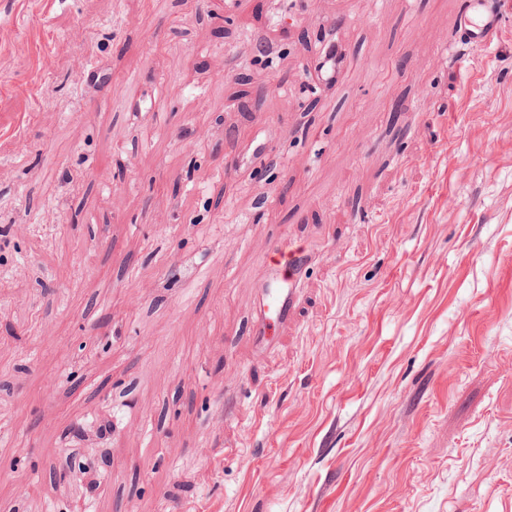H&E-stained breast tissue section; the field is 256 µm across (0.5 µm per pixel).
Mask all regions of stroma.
<instances>
[{
	"instance_id": "obj_1",
	"label": "stroma",
	"mask_w": 512,
	"mask_h": 512,
	"mask_svg": "<svg viewBox=\"0 0 512 512\" xmlns=\"http://www.w3.org/2000/svg\"><path fill=\"white\" fill-rule=\"evenodd\" d=\"M463 2L0 0V512H512V26L455 67ZM283 260L288 261L291 277L257 290L256 316L253 324L254 340L257 345L269 342L267 329L270 320L279 325H289L295 321L299 288H296L293 277L301 268L304 255L293 247L287 234L273 240L264 253L266 266L281 265Z\"/></svg>"
}]
</instances>
